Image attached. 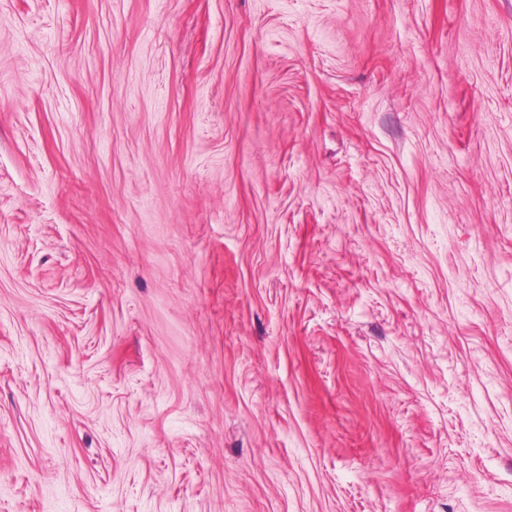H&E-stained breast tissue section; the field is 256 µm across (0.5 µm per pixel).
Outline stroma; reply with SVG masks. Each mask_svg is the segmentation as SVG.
<instances>
[{"mask_svg":"<svg viewBox=\"0 0 512 512\" xmlns=\"http://www.w3.org/2000/svg\"><path fill=\"white\" fill-rule=\"evenodd\" d=\"M0 512H512V0H0Z\"/></svg>","mask_w":512,"mask_h":512,"instance_id":"1","label":"stroma"}]
</instances>
